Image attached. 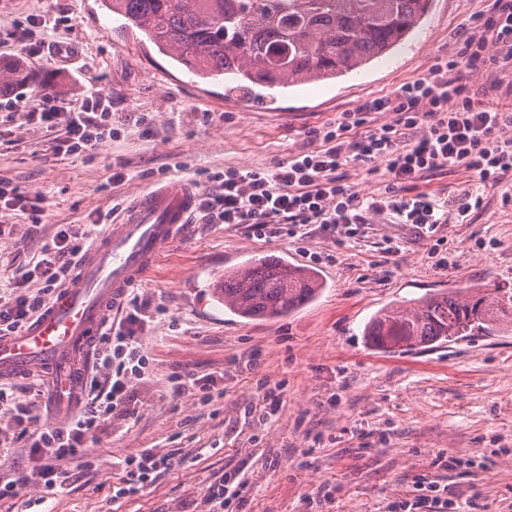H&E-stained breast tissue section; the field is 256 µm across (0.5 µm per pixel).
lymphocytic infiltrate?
Listing matches in <instances>:
<instances>
[{
  "label": "lymphocytic infiltrate",
  "instance_id": "1",
  "mask_svg": "<svg viewBox=\"0 0 512 512\" xmlns=\"http://www.w3.org/2000/svg\"><path fill=\"white\" fill-rule=\"evenodd\" d=\"M495 2L494 13L485 18L478 34L466 39L455 59L433 64L430 78L405 84L395 95L369 99L358 111L342 113L336 123L312 130L319 147L301 150L269 167L228 168L213 174L217 187L199 200L200 223L242 224L260 238L277 236L286 224L298 228L319 224L349 235L371 214L430 232L447 223V207L427 193L405 195L406 185L456 163L484 183L500 181L512 172V137L507 134L512 113L474 100L453 76L462 66L478 69L512 60V0ZM13 109L56 131L60 154L78 157L121 136L112 122L110 100L95 92L69 108L51 93L19 97ZM371 112H390L394 118L368 129L364 116ZM407 130L416 132L414 141L404 140ZM378 161L385 163L389 182L377 197H361L339 175L348 165ZM86 238L84 225L59 226L23 275L24 282L39 281L37 292L0 298L1 335L20 331L47 305L70 275ZM142 308L140 301H133L125 316L126 328L103 337L98 373L87 383L86 406L66 428L31 429L27 403L14 390L0 386V414L9 417L0 427L1 456L8 454L20 434L30 438L32 447L79 455L104 416L125 406L130 381L145 365L129 330L139 321Z\"/></svg>",
  "mask_w": 512,
  "mask_h": 512
}]
</instances>
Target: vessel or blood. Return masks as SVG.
<instances>
[{"label":"vessel or blood","instance_id":"obj_1","mask_svg":"<svg viewBox=\"0 0 512 512\" xmlns=\"http://www.w3.org/2000/svg\"><path fill=\"white\" fill-rule=\"evenodd\" d=\"M196 185L169 180L130 200L111 230L89 245L47 308L13 336H0V376L45 373L49 420L73 413L98 336L112 310L150 274L160 253L191 229Z\"/></svg>","mask_w":512,"mask_h":512}]
</instances>
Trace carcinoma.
<instances>
[{
    "instance_id": "carcinoma-1",
    "label": "carcinoma",
    "mask_w": 512,
    "mask_h": 512,
    "mask_svg": "<svg viewBox=\"0 0 512 512\" xmlns=\"http://www.w3.org/2000/svg\"><path fill=\"white\" fill-rule=\"evenodd\" d=\"M125 25L200 79L222 76L260 101L304 81L344 76L405 41L431 0H102ZM313 270L264 257L224 273L217 299L245 319H274L313 300ZM512 331V292L460 288L377 314L370 346L414 349L464 336Z\"/></svg>"
}]
</instances>
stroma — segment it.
<instances>
[{
  "label": "stroma",
  "mask_w": 512,
  "mask_h": 512,
  "mask_svg": "<svg viewBox=\"0 0 512 512\" xmlns=\"http://www.w3.org/2000/svg\"><path fill=\"white\" fill-rule=\"evenodd\" d=\"M494 10V0H431L421 26L385 58L260 103L196 78L101 0H10L0 7V60L23 63L20 91L42 85L72 101L100 92L123 133L78 158L54 155L53 133L9 107L17 90L0 91V185L42 210L37 224L27 209L0 212V292L59 225H86L93 237L157 183L188 179L204 194L211 173L315 148L312 129L429 78ZM31 36L43 54L24 52ZM457 74L477 99L512 109V66ZM415 189L448 205L436 232L375 215L352 238L316 224L266 239L241 224L196 225L136 290L147 303L134 331L148 364L129 412H113L80 457L63 460L55 488L33 479L42 453L0 457V478L20 482L0 512H199L219 478L239 484L227 512H395L431 485L442 505L423 512H512V332L396 352L363 336L373 315L426 294L512 289V173L484 188L455 165ZM472 189L481 206L456 217ZM270 255L316 270L317 297L272 320L225 311L210 288L215 272ZM184 371L198 382L174 392L171 377ZM268 387L279 390L273 408L262 399ZM146 451L171 456V467L116 497L121 462Z\"/></svg>",
  "instance_id": "stroma-1"
}]
</instances>
